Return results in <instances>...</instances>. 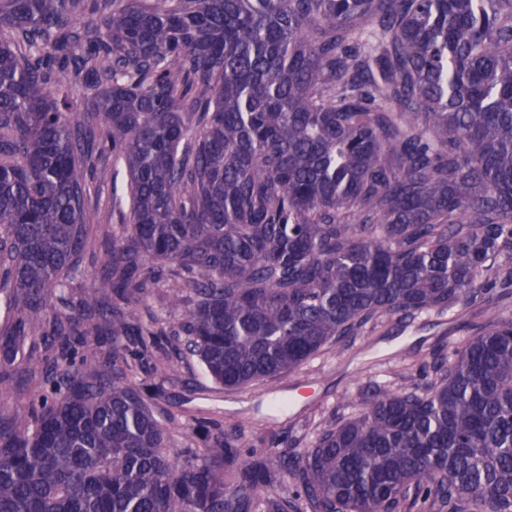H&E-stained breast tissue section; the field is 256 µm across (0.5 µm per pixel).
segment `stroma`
I'll list each match as a JSON object with an SVG mask.
<instances>
[{"label":"stroma","mask_w":512,"mask_h":512,"mask_svg":"<svg viewBox=\"0 0 512 512\" xmlns=\"http://www.w3.org/2000/svg\"><path fill=\"white\" fill-rule=\"evenodd\" d=\"M126 172L99 171L89 212L97 226L96 238L75 274L68 293L81 298L96 293V283L107 259L103 239L120 234L112 215V183L126 181ZM167 285L160 284L140 297L130 299L142 329L154 330L182 321L187 306L171 307ZM481 300H470L448 312H430L411 322L383 319L374 327L339 343L327 344L318 354L273 383H258L239 391H225L207 377L198 359L180 362L176 372L153 371V363L171 353L175 337L158 341L149 366L136 369L133 381L144 387L157 417L167 425L169 446L181 462H197L207 453L209 442L200 428L203 419L218 422L231 433L241 431L246 444L239 458L279 454L297 455L309 448L320 432L336 427L360 413L375 386L397 390L425 384L435 362L451 358L457 347L472 337L483 323ZM44 348L28 349L13 371L12 391L0 399V414L22 419L29 403L48 392L44 384Z\"/></svg>","instance_id":"1"}]
</instances>
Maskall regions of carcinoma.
<instances>
[{"instance_id":"carcinoma-1","label":"carcinoma","mask_w":512,"mask_h":512,"mask_svg":"<svg viewBox=\"0 0 512 512\" xmlns=\"http://www.w3.org/2000/svg\"><path fill=\"white\" fill-rule=\"evenodd\" d=\"M86 14L98 16L89 27ZM69 73L85 88L74 111ZM128 179L94 297L39 324L86 255L89 180ZM185 319L122 307L161 281ZM512 286V0H0V396L43 329L50 392L0 426V512H512V318L428 385L273 464L207 433L179 464L130 361L184 336L220 386L275 381L383 316ZM112 349L76 348L100 322ZM274 492L282 496H288L291 505V507H288V512H311L303 493L290 476L280 486L275 487Z\"/></svg>"}]
</instances>
